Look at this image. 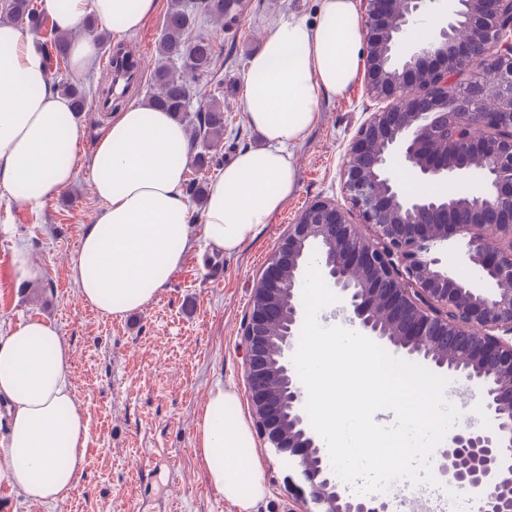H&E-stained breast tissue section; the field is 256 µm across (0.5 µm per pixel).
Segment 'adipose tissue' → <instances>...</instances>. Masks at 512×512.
I'll list each match as a JSON object with an SVG mask.
<instances>
[{
  "label": "adipose tissue",
  "mask_w": 512,
  "mask_h": 512,
  "mask_svg": "<svg viewBox=\"0 0 512 512\" xmlns=\"http://www.w3.org/2000/svg\"><path fill=\"white\" fill-rule=\"evenodd\" d=\"M160 0H41L62 30L86 18L120 35L140 30ZM356 0H320L315 22L279 20L245 65L243 103L261 146L211 180L199 238H192L185 173L193 150L171 114L141 105L117 113L85 165L101 207L70 266L81 301L123 319L152 299L192 250L232 253L280 210L296 188L292 162L319 116L363 68ZM85 130L50 85L42 53L23 29L0 23V190L32 209L74 180V147ZM70 353L56 326L27 319L0 333V482L23 500H65L83 468L88 426L69 380ZM237 396L213 384L195 423L201 468L210 486L239 512L265 493L252 434L232 409Z\"/></svg>",
  "instance_id": "1"
}]
</instances>
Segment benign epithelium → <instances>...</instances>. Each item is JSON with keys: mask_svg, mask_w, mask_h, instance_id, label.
Segmentation results:
<instances>
[{"mask_svg": "<svg viewBox=\"0 0 512 512\" xmlns=\"http://www.w3.org/2000/svg\"><path fill=\"white\" fill-rule=\"evenodd\" d=\"M430 3L360 0L364 87L387 106L349 142L343 190L372 235L334 200H315L288 225L253 288L245 392L260 440L291 457L283 482L300 512L390 508L343 495L307 425L292 357L313 262L348 323L479 393L494 431L473 421L453 431L438 470L474 491L481 512H512V0H448L431 40L399 52ZM399 168L446 191L408 194ZM452 236L468 239L477 281L458 280L432 255ZM313 241L324 244L314 260Z\"/></svg>", "mask_w": 512, "mask_h": 512, "instance_id": "1", "label": "benign epithelium"}]
</instances>
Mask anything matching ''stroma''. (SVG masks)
Masks as SVG:
<instances>
[{
	"instance_id": "obj_1",
	"label": "stroma",
	"mask_w": 512,
	"mask_h": 512,
	"mask_svg": "<svg viewBox=\"0 0 512 512\" xmlns=\"http://www.w3.org/2000/svg\"><path fill=\"white\" fill-rule=\"evenodd\" d=\"M319 0H243L237 20L202 23L218 55L213 77L193 83L191 106L224 102V159L259 145L241 101L245 63L269 29L294 15L315 20ZM162 15L124 40L141 54L145 76L132 97L145 103L160 64L156 46ZM362 82L325 95L308 138L294 151L296 190L238 251L223 255L224 276L211 280L213 254L191 252L182 267L141 309L121 320L85 306L70 277V262L95 220L99 202L86 170L36 211L0 198V330L22 318L53 322L70 348V384L89 422L85 466L69 498L55 504L21 503L0 484V512H237L208 484L195 452V422L217 381L237 395L249 418L242 329L251 290L289 224L306 205L330 198L361 223L343 191L348 143L369 113L381 109ZM43 277L20 281L18 258ZM266 493L250 512H289L293 503L266 447H259Z\"/></svg>"
}]
</instances>
